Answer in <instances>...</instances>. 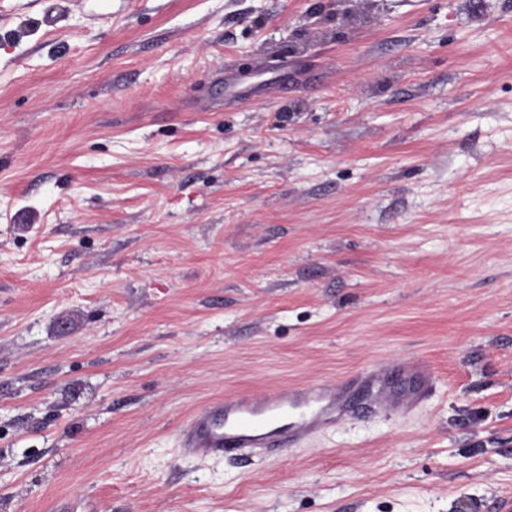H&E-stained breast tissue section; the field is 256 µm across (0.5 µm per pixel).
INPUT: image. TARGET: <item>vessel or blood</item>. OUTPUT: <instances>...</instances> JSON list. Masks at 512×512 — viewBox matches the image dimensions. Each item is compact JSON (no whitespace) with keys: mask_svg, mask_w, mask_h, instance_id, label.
<instances>
[{"mask_svg":"<svg viewBox=\"0 0 512 512\" xmlns=\"http://www.w3.org/2000/svg\"><path fill=\"white\" fill-rule=\"evenodd\" d=\"M433 380L429 364L414 359L333 384L228 397L200 407L180 426L181 450L187 457L202 459L292 448L334 424L340 415L375 410L406 414L427 398Z\"/></svg>","mask_w":512,"mask_h":512,"instance_id":"b4317fda","label":"vessel or blood"}]
</instances>
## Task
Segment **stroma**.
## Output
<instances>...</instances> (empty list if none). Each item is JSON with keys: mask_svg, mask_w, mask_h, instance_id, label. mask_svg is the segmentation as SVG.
Masks as SVG:
<instances>
[{"mask_svg": "<svg viewBox=\"0 0 512 512\" xmlns=\"http://www.w3.org/2000/svg\"><path fill=\"white\" fill-rule=\"evenodd\" d=\"M414 358L407 414L179 447ZM0 512H512V0H0ZM400 381L396 389L388 379ZM423 359L373 368L359 377L308 387H286L262 395H241L197 409L179 428L183 454L190 458L226 452L294 448L305 437L336 421V415L385 410L403 415L419 406L433 384ZM377 388L378 400H368Z\"/></svg>", "mask_w": 512, "mask_h": 512, "instance_id": "1", "label": "stroma"}]
</instances>
